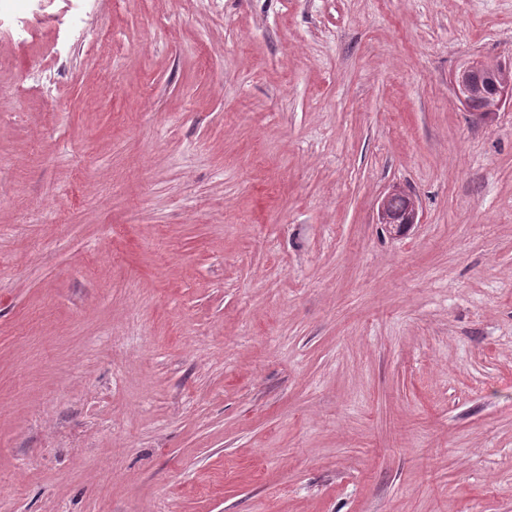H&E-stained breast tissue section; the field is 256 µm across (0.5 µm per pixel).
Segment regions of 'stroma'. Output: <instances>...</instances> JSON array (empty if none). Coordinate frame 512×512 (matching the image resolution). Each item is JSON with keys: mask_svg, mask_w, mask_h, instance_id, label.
Listing matches in <instances>:
<instances>
[{"mask_svg": "<svg viewBox=\"0 0 512 512\" xmlns=\"http://www.w3.org/2000/svg\"><path fill=\"white\" fill-rule=\"evenodd\" d=\"M475 59L512 0H0V512H512ZM488 75L481 69L480 61L463 66L453 76L452 86L457 98L467 104L469 99L485 94Z\"/></svg>", "mask_w": 512, "mask_h": 512, "instance_id": "obj_1", "label": "stroma"}]
</instances>
